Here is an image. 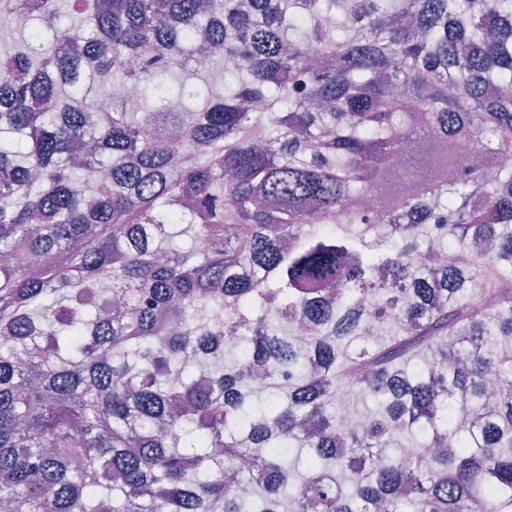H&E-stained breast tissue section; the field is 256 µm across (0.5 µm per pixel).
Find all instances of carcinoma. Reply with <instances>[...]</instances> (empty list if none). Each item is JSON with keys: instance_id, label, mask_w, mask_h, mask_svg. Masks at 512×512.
<instances>
[{"instance_id": "1", "label": "carcinoma", "mask_w": 512, "mask_h": 512, "mask_svg": "<svg viewBox=\"0 0 512 512\" xmlns=\"http://www.w3.org/2000/svg\"><path fill=\"white\" fill-rule=\"evenodd\" d=\"M68 6L0 0V512H512V0ZM91 95L101 96L96 100V112L108 114L112 112L117 102L122 99L130 108L141 107V102L136 93L124 87V85H116L112 90L104 95L108 90V83L102 78H96L90 83ZM104 95V96H102Z\"/></svg>"}]
</instances>
